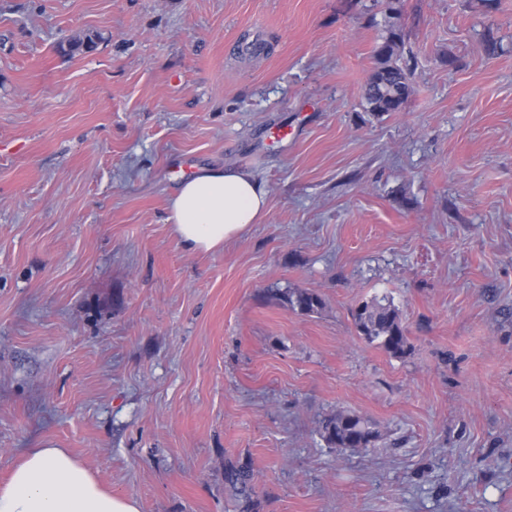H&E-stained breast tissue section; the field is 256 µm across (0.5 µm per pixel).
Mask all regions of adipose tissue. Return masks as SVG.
<instances>
[{
    "mask_svg": "<svg viewBox=\"0 0 512 512\" xmlns=\"http://www.w3.org/2000/svg\"><path fill=\"white\" fill-rule=\"evenodd\" d=\"M267 193L253 177L206 167L183 180L169 198L167 221L191 252L221 249L264 213ZM0 512H139L130 496L115 495L63 448H32L0 485Z\"/></svg>",
    "mask_w": 512,
    "mask_h": 512,
    "instance_id": "adipose-tissue-1",
    "label": "adipose tissue"
}]
</instances>
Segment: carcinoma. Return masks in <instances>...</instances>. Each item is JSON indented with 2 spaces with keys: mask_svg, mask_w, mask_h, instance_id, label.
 Listing matches in <instances>:
<instances>
[{
  "mask_svg": "<svg viewBox=\"0 0 512 512\" xmlns=\"http://www.w3.org/2000/svg\"><path fill=\"white\" fill-rule=\"evenodd\" d=\"M402 45L400 28L389 25L386 36L374 52L375 69L365 95L370 112H398L411 92L410 73L399 64ZM286 299L291 307L306 313L324 305L319 294L307 290L289 293ZM353 320L360 336L370 343H377L390 355L402 357L410 350L407 331L392 303L377 299L363 301L354 309ZM321 436L329 447L344 452L366 451L374 446L381 434L369 420L338 411L323 421Z\"/></svg>",
  "mask_w": 512,
  "mask_h": 512,
  "instance_id": "cac0c4a2",
  "label": "carcinoma"
}]
</instances>
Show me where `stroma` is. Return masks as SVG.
<instances>
[{"label":"stroma","mask_w":512,"mask_h":512,"mask_svg":"<svg viewBox=\"0 0 512 512\" xmlns=\"http://www.w3.org/2000/svg\"><path fill=\"white\" fill-rule=\"evenodd\" d=\"M398 6L377 114L383 0H0V483L64 448L140 512H512V0ZM205 166L268 208L194 253ZM383 296L400 358L351 315ZM387 34L374 52L375 69L365 99L368 111H400L410 92V73L399 64L403 39L400 28L389 25ZM267 192L253 177L229 168H201L169 197L168 224L190 252H209L262 216ZM286 299L291 307H297L301 312L306 313L314 312L324 305V301L319 294L307 290L289 292ZM321 436L330 448L344 452L366 451L374 447L381 434L369 420L350 412L336 411L323 421Z\"/></svg>","instance_id":"obj_1"}]
</instances>
